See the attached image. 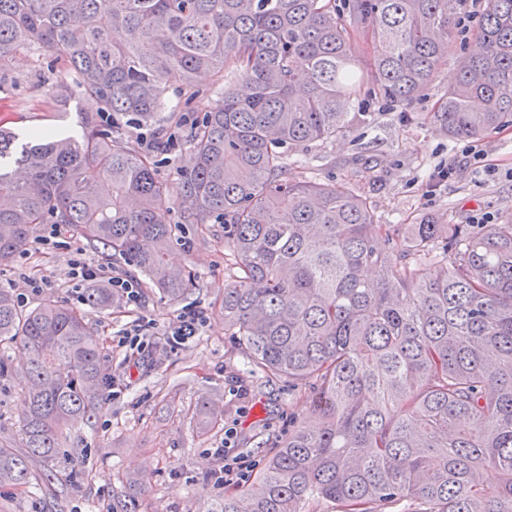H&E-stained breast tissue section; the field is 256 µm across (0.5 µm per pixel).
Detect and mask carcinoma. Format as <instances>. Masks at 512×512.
I'll return each instance as SVG.
<instances>
[{
  "label": "carcinoma",
  "mask_w": 512,
  "mask_h": 512,
  "mask_svg": "<svg viewBox=\"0 0 512 512\" xmlns=\"http://www.w3.org/2000/svg\"><path fill=\"white\" fill-rule=\"evenodd\" d=\"M465 0H0V76L37 49L99 105L83 133L0 127V265L39 224H71L124 258L170 302L190 275L167 253L182 224L224 225L235 282L218 305L254 365L309 389L307 424L254 483L211 512H512V221L379 224L347 185L288 175L289 152L334 140L361 97L405 106L448 58ZM384 50L367 67L347 43ZM478 47L434 113L450 140L512 122V0H489ZM245 81L202 109L201 72ZM177 85L192 164L173 183L153 157ZM149 129L136 141L122 119ZM178 199L180 222L161 212ZM90 309L112 289L84 292ZM27 354L19 418L25 450L0 440V485L41 488L60 430L99 407L107 354L86 313L54 299L23 311L0 286V343ZM127 479L112 512H139Z\"/></svg>",
  "instance_id": "obj_1"
}]
</instances>
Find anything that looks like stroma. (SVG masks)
Segmentation results:
<instances>
[{
	"mask_svg": "<svg viewBox=\"0 0 512 512\" xmlns=\"http://www.w3.org/2000/svg\"><path fill=\"white\" fill-rule=\"evenodd\" d=\"M476 18L455 26V50L449 53L430 85L408 107L371 105L372 115L357 120L340 138L305 147L296 177L355 187L374 206L380 223L468 224L475 216H493L495 223L512 220V124L484 137L491 173L475 169L467 157L469 140H448L439 134L433 115L455 79L457 50L472 46ZM9 75L14 83L0 92V125L28 131L64 128L79 133L85 112L97 109L93 99L71 93L63 102L51 99L55 81L46 60L30 51L13 57ZM454 163L446 182L434 174L443 163ZM181 205L170 201L162 216L180 224ZM181 237L169 251L174 265L190 271L192 283L176 303L161 299L140 284V302L88 311L108 355L106 370L115 375V394L100 390V408L87 420L72 422L63 431L61 449L52 463L55 478L44 492L0 487V512H108L112 491L126 478L147 477L142 512H207L225 489L212 477L220 466L215 456L224 445V430H237V445L264 461L287 437L290 421H307L303 388L284 379H271L250 369L247 359L224 324L218 300L231 279L224 266V227L220 224H180ZM113 269L132 273L123 258L102 253L72 226L52 233L38 225L27 249L12 263L0 266V286L20 294V308L30 309L55 298L78 307L69 280V260L76 253ZM42 279L39 293L28 292L26 278ZM188 310L205 311L207 321L197 336L173 349L162 331ZM154 325L149 344L132 361L118 348L117 333L135 322ZM14 379L0 386V437L22 448L25 435L18 421L24 355L6 346ZM242 382L244 396L230 387ZM222 408L219 425L205 428L196 413L200 401ZM83 459L85 473L70 477V461Z\"/></svg>",
	"mask_w": 512,
	"mask_h": 512,
	"instance_id": "stroma-1",
	"label": "stroma"
}]
</instances>
